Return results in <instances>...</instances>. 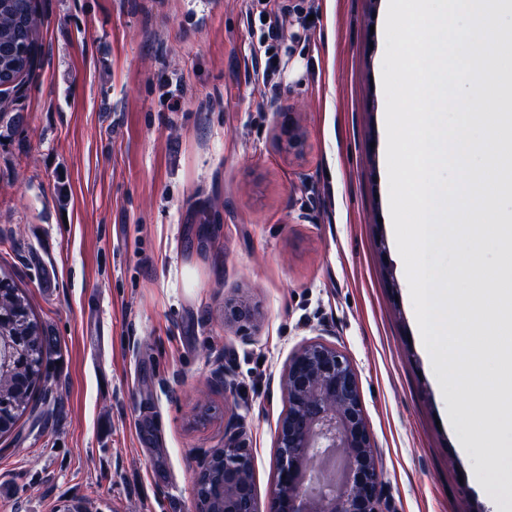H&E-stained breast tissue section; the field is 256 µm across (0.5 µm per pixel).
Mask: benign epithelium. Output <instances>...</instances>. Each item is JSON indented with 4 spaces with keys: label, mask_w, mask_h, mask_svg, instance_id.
<instances>
[{
    "label": "benign epithelium",
    "mask_w": 512,
    "mask_h": 512,
    "mask_svg": "<svg viewBox=\"0 0 512 512\" xmlns=\"http://www.w3.org/2000/svg\"><path fill=\"white\" fill-rule=\"evenodd\" d=\"M254 315L243 301L224 302L228 322H248ZM281 385L286 411L269 512H394L379 481L351 362L332 346L308 344L290 357ZM248 467V448L233 433L224 442L220 512H257Z\"/></svg>",
    "instance_id": "benign-epithelium-1"
}]
</instances>
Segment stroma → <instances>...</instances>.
Segmentation results:
<instances>
[{"mask_svg":"<svg viewBox=\"0 0 512 512\" xmlns=\"http://www.w3.org/2000/svg\"><path fill=\"white\" fill-rule=\"evenodd\" d=\"M382 4L37 0L39 65L7 98L20 123L0 121V266L55 363L37 416L0 438V512H196L198 463L233 431L268 512L280 380L312 341L358 372L395 512H488L470 478L490 462L512 481V346L495 333L512 292L472 300L492 328L468 371L496 383L476 414L438 390L383 221ZM487 212L469 256L492 271L512 204ZM238 297L258 315L225 323Z\"/></svg>","mask_w":512,"mask_h":512,"instance_id":"35a3bbf8","label":"stroma"}]
</instances>
